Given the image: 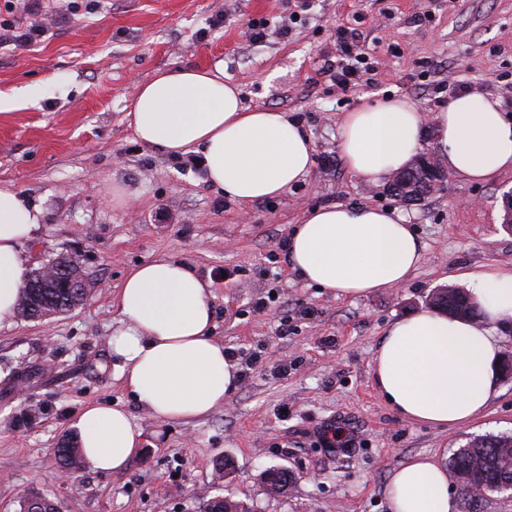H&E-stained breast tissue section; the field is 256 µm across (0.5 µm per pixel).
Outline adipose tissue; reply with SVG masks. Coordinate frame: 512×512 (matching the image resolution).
<instances>
[{
    "instance_id": "1",
    "label": "adipose tissue",
    "mask_w": 512,
    "mask_h": 512,
    "mask_svg": "<svg viewBox=\"0 0 512 512\" xmlns=\"http://www.w3.org/2000/svg\"><path fill=\"white\" fill-rule=\"evenodd\" d=\"M138 138L167 154L202 155L205 180L228 198L251 205L280 195L308 175L313 144L286 113L244 107L221 69L182 67L142 83L133 100ZM433 123L434 151L449 171L483 182L512 169V121L496 100L478 92L449 99L425 115L406 98L391 97L344 113L340 149L349 171L376 185L421 151ZM38 207L0 187V324L11 323L30 270L21 245L34 238ZM292 269L306 284L335 296L361 298L406 282L423 246L405 218L369 205L314 208L288 238ZM482 311L461 320L434 309L394 321L373 357V379L403 419L437 428L469 424L495 390L499 325L512 324V265L466 276ZM209 285L186 263L158 257L125 277L116 299L121 326L109 345L116 376L148 413L187 421L222 406L240 376L212 334ZM76 428L87 465L122 471L144 441L127 410L94 404ZM392 512H456L447 470L418 457L400 466L388 489Z\"/></svg>"
}]
</instances>
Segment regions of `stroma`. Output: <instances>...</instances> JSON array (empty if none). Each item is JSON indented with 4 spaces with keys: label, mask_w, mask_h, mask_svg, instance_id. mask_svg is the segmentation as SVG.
I'll return each instance as SVG.
<instances>
[{
    "label": "stroma",
    "mask_w": 512,
    "mask_h": 512,
    "mask_svg": "<svg viewBox=\"0 0 512 512\" xmlns=\"http://www.w3.org/2000/svg\"><path fill=\"white\" fill-rule=\"evenodd\" d=\"M40 19L30 46L0 44V96L44 89L0 112V183L43 212L21 246L28 267L73 255L90 294L51 319L0 326V512H18L31 491L61 512H200L205 493L249 512H390L401 465L419 455L444 465L476 436L512 434V378L499 377L483 415L447 430L402 419L372 377L391 322L462 273L512 264V171L484 183L452 173L443 191L403 203L355 178L339 147L344 112L394 96L432 114L450 97L445 78L512 118V0H40ZM341 26L357 29L375 65L347 89L333 78ZM191 65L223 68L246 107L300 124L310 173L244 207L205 182L200 154L140 142L127 117L138 85ZM116 183L129 204L113 203ZM332 204L405 217L424 246L405 284L351 300L299 279L288 235L308 209ZM164 255L209 283L214 334L241 372L224 406L188 422L149 416L108 349L124 277ZM96 403L124 407L146 442L122 471L64 474L54 450ZM271 467L293 476L278 496L263 480Z\"/></svg>",
    "instance_id": "obj_1"
}]
</instances>
